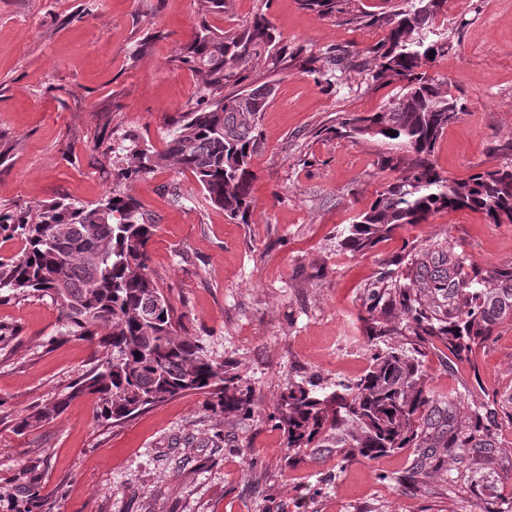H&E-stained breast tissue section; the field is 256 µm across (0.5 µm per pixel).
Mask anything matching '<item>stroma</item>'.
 I'll return each mask as SVG.
<instances>
[{
	"instance_id": "1",
	"label": "stroma",
	"mask_w": 512,
	"mask_h": 512,
	"mask_svg": "<svg viewBox=\"0 0 512 512\" xmlns=\"http://www.w3.org/2000/svg\"><path fill=\"white\" fill-rule=\"evenodd\" d=\"M273 23L283 52L255 59L243 87L270 83L271 102L252 161L248 223L207 202L192 174L167 166L114 184L131 138L162 148L180 113L196 107L204 77L180 63L201 25L239 29L256 14ZM447 53L429 67L466 106L434 155L450 178L504 164L494 146L512 139V0H448ZM374 27L320 15L300 0H0V210L32 212L61 199L94 204L112 189L133 195L158 224L152 275L183 313L184 332L230 365L255 404L224 416L187 394L115 425L96 400L74 398L59 417L20 431L21 414L70 391L103 354L66 336L61 306L39 293L0 298V512H13L15 478L38 462L55 512H482L512 497V319L464 363L432 338L419 349L426 387L457 395L461 409L495 403L502 451L477 485L449 496L457 454L404 482L412 449L376 459L336 455L285 463L269 416L288 383L323 385L371 363L366 290L428 245L450 241L469 263L512 264V224L441 211L373 249L352 253L341 235L386 181L374 140L339 139L345 113L377 111L396 85L371 77ZM352 68L321 81L329 50Z\"/></svg>"
}]
</instances>
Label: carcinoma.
Instances as JSON below:
<instances>
[{
	"instance_id": "obj_1",
	"label": "carcinoma",
	"mask_w": 512,
	"mask_h": 512,
	"mask_svg": "<svg viewBox=\"0 0 512 512\" xmlns=\"http://www.w3.org/2000/svg\"><path fill=\"white\" fill-rule=\"evenodd\" d=\"M302 6L382 29L384 36L372 51V78L399 87L379 111L337 118V137L384 145L378 166L392 173L343 233L341 246L366 251L441 210L468 209L492 224H512V165L451 179L434 163L440 137L466 111L426 70L448 52V33L439 21L448 0H408L388 13L367 15L354 13L351 0H302ZM276 45L274 26L261 13L242 29L203 27L183 59L205 75L197 107L179 116L163 149L131 141L127 162L114 170L113 180L133 181L175 165L195 176L208 202L230 219L248 223L251 162L262 144L259 122L273 88L266 83L224 88ZM392 130L397 134L390 135ZM157 228L140 201L115 190L90 206L57 201L35 215L22 208L0 210V236L22 243L16 257L0 261V291L53 296L68 335L97 337L106 348L100 363L71 392L21 417L19 430L58 417L81 394L95 396L97 417L114 423L191 392L206 396L226 415L252 412L250 395L236 385L229 367L199 340L181 335L183 315L151 275L150 242ZM365 308L370 341L397 334L419 342L438 338L454 360L464 362L473 345L512 317V264L477 268L455 246L437 243L407 272H389L367 289ZM390 309L399 311L395 326L387 318ZM425 385L416 359L392 347L374 353L364 375L336 383L330 393L312 379L289 384L275 416L288 448L286 465L333 451L348 459H372L412 448L409 479L414 482L444 453L466 448L449 484L475 477L477 463L501 450L497 409L476 403L462 419L456 399L442 408ZM15 489L14 512H54L55 495L45 489L39 465L24 467Z\"/></svg>"
}]
</instances>
